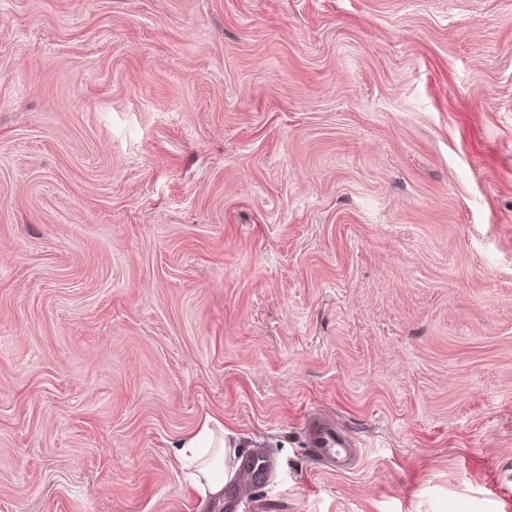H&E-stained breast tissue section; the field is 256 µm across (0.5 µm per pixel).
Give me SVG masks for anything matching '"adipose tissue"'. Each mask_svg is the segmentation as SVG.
<instances>
[{"label": "adipose tissue", "instance_id": "ef3b65f1", "mask_svg": "<svg viewBox=\"0 0 512 512\" xmlns=\"http://www.w3.org/2000/svg\"><path fill=\"white\" fill-rule=\"evenodd\" d=\"M235 457L223 425L211 416L180 438L176 449L187 487L204 505L223 501L224 488L235 475Z\"/></svg>", "mask_w": 512, "mask_h": 512}]
</instances>
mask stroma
<instances>
[{"label":"stroma","instance_id":"1","mask_svg":"<svg viewBox=\"0 0 512 512\" xmlns=\"http://www.w3.org/2000/svg\"><path fill=\"white\" fill-rule=\"evenodd\" d=\"M208 415L243 512H512V0H0V512H202ZM224 426L206 416L196 429L178 441L176 458L187 487L201 505L221 504L224 487L235 475L236 450ZM349 444L347 434L324 421L318 423L311 434V451L317 456L338 459ZM268 470L269 467L264 457L256 454L247 460L242 459L238 473L248 485L259 487L267 484Z\"/></svg>","mask_w":512,"mask_h":512}]
</instances>
